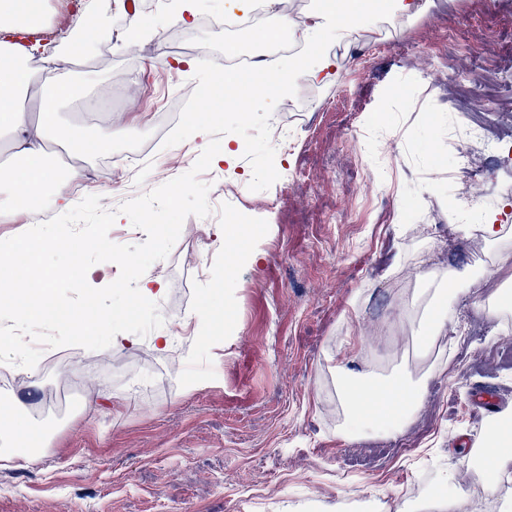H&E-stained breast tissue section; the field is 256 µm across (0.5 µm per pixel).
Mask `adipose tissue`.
<instances>
[{"mask_svg": "<svg viewBox=\"0 0 512 512\" xmlns=\"http://www.w3.org/2000/svg\"><path fill=\"white\" fill-rule=\"evenodd\" d=\"M279 0H267L270 10L263 38L273 37L285 29L300 34L305 40L316 42L321 35L336 39L348 37L367 18L362 0H322L317 13L301 18L281 12ZM43 70L49 76V91L44 94L46 103L37 117H29L17 103L19 92L29 86V72L22 53L12 51L8 42H0V87H8V94H0V128L13 132L10 144L15 163L5 179L0 180V194H6L11 207L30 209L42 196H50L61 210L73 208L67 186L70 181L81 178L78 169L69 170L66 176H59L46 158L45 144L54 138H71V131L58 122L56 105L76 99L74 86L66 77L65 57L57 53L43 55ZM470 267L454 270L451 288L435 289L429 302V312L420 321L419 331L414 338L418 352L428 350L432 339L441 335L448 321V308L455 297V283L470 278ZM421 385L410 377L396 374L386 379L369 378L355 389L349 410L355 420L372 415L380 419L395 421L409 414L419 403Z\"/></svg>", "mask_w": 512, "mask_h": 512, "instance_id": "obj_1", "label": "adipose tissue"}]
</instances>
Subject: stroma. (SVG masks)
I'll list each match as a JSON object with an SVG mask.
<instances>
[{"mask_svg":"<svg viewBox=\"0 0 512 512\" xmlns=\"http://www.w3.org/2000/svg\"><path fill=\"white\" fill-rule=\"evenodd\" d=\"M81 25H67L51 46L60 55L86 29L102 33L68 65V78L111 92L116 146L147 136L179 78L219 59L224 35L207 18L232 0H196L192 25L174 22L176 0H160L131 45L109 35L126 0H82ZM413 16L362 24L366 36L343 72L301 77L281 99L296 126L291 151H276L278 180L250 191L243 154L201 174L212 209L187 224L203 229L177 240L146 275L161 278L162 316L179 318L182 342L163 351L109 346V369L96 352L69 347L76 362L38 364L40 388L0 386V401L28 400L18 424L43 438L32 461L0 464V512H336L355 496L411 512L423 489L424 512H442L439 473L462 488L482 484L487 512H512L489 471L474 473L464 439L482 442L490 424L469 402L490 387L512 417V304L500 316L484 306L512 292V246L474 252L449 196L475 184L491 199L497 223L512 227V0H416ZM483 124L508 151L497 163L466 141L449 154L448 129ZM203 150L199 135L169 147L147 172L157 188L189 171ZM85 176L74 198L95 194L116 209L134 192L125 178L92 179L98 155L77 157ZM240 186L224 206L220 182ZM253 215L243 237L226 238L238 212ZM237 255L232 272L224 257ZM470 266L446 348L413 370L379 347L381 333L414 335L394 287L405 274ZM364 340L349 359L358 372L402 371L423 380L418 407L402 420L357 422L333 369L346 341Z\"/></svg>","mask_w":512,"mask_h":512,"instance_id":"35a3bbf8","label":"stroma"}]
</instances>
